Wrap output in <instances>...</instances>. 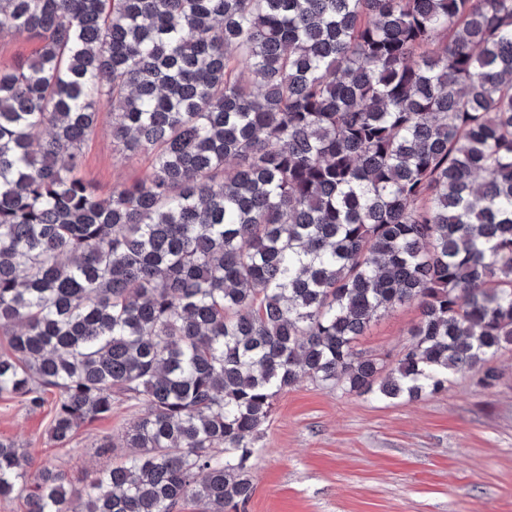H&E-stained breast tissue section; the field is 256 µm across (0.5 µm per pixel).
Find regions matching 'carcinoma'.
<instances>
[{"label": "carcinoma", "instance_id": "cac0c4a2", "mask_svg": "<svg viewBox=\"0 0 512 512\" xmlns=\"http://www.w3.org/2000/svg\"><path fill=\"white\" fill-rule=\"evenodd\" d=\"M0 398L66 445L141 407L75 491L0 439L27 512H236L276 396L385 400L512 349V0H0ZM145 174L81 176L102 105ZM415 303L387 364L356 351ZM36 46V42L25 33H2L0 34V63H13L29 56Z\"/></svg>", "mask_w": 512, "mask_h": 512}]
</instances>
